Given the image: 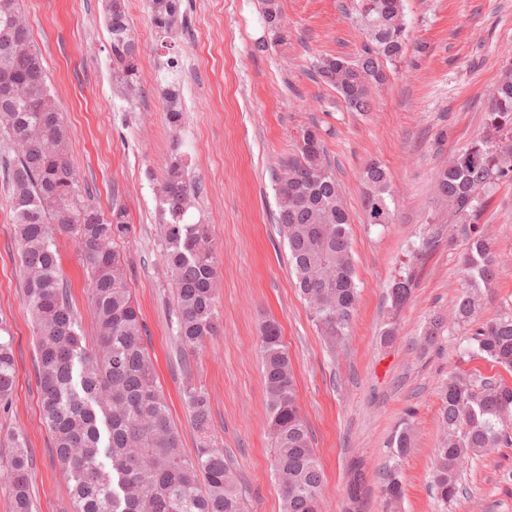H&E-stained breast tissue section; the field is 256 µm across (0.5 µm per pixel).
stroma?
<instances>
[{"mask_svg":"<svg viewBox=\"0 0 512 512\" xmlns=\"http://www.w3.org/2000/svg\"><path fill=\"white\" fill-rule=\"evenodd\" d=\"M59 110L70 131L69 157L81 187L103 210L123 205L131 231L121 245L128 280L142 312L147 348L186 455L197 435L181 391L203 387L210 432L245 485L249 512H281L271 469L266 391L258 352L266 319L282 327L312 431L324 491L322 512H347L348 464L365 462L363 512H382L379 473L390 438L404 418L414 445L401 463L404 496L396 512H512V446L496 448L465 467V489L448 505L428 490L442 430L439 387L452 371L512 373L473 354L463 327L447 324L437 342L417 343L426 323L449 316L463 283V243L440 240L421 261L396 341L381 345L389 307L386 290L426 227L448 231V213L434 200L431 176L451 154L485 130L486 97L512 62V0H406L408 40L389 82L374 93V109L349 111L335 92L314 82L325 56L353 57L366 36L356 0H282L284 44L253 51L263 34L259 0H182L174 34L150 22L147 0H126L138 40L142 93L114 95L103 0H21ZM177 60L178 71L168 63ZM184 99L179 130H171L164 92ZM327 132L326 162L351 218L360 297L348 338L329 348L295 288L288 248L274 221L275 173L294 151L300 131ZM184 155L200 188L192 221L207 224L220 266L215 298L219 330L183 372L176 359L173 288L162 261L156 185L166 161ZM376 159L386 167L396 217L366 223L360 171ZM10 190L0 178V328L12 336L16 386L0 406V456L14 432L28 439L36 512H71L51 434L42 421L33 362L36 340L21 298ZM479 226L508 256L482 291L481 320L512 314V182L496 186ZM62 268L85 336H93L78 245L60 243Z\"/></svg>","mask_w":512,"mask_h":512,"instance_id":"1","label":"stroma"}]
</instances>
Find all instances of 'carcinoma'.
Returning a JSON list of instances; mask_svg holds the SVG:
<instances>
[{
    "label": "carcinoma",
    "instance_id": "obj_1",
    "mask_svg": "<svg viewBox=\"0 0 512 512\" xmlns=\"http://www.w3.org/2000/svg\"><path fill=\"white\" fill-rule=\"evenodd\" d=\"M155 28L172 33L182 21L181 0H149ZM265 35L253 45L264 53L284 40L281 0H260ZM367 44L355 57L326 56L314 66L317 80L331 87L352 112H370L372 91L389 81L390 66L403 58L407 24L404 0H358ZM104 24L112 54V88L126 100L141 90L139 48L125 0H105ZM0 76L11 93L0 96V138L7 152L0 173L11 188L22 300L36 333L35 373L43 421L71 486L74 512H246L237 473L209 435L208 394L188 381L184 398L200 438L195 457L180 451V435L145 345L146 332L129 286L118 241L129 232L125 208L105 216L83 192L68 158L69 133L58 112L40 52L30 38L19 0H0ZM172 129L182 120L178 93L166 92ZM326 131L302 129L296 151L280 165L275 224L288 244L295 287L319 333L334 345L349 334L358 306L350 218L336 177L327 168ZM368 223L393 222V191L386 169L375 160L361 172ZM437 202L448 209V245L466 243L465 284L453 307L457 324L469 331L472 350L512 371V314L482 322L481 290L500 271L493 244L478 228L493 188L512 181V64L487 96L486 131L456 151L432 176ZM198 185L180 154L167 161L157 185L164 241L163 258L176 297V337L195 353L217 330V260L207 225L190 222ZM82 246L96 326L95 347L83 345L81 321L61 270L58 240ZM431 231L410 248L406 268L387 287L392 316L380 342L396 340L397 313L410 300L417 262L431 250ZM445 326L433 317L424 330L432 345ZM259 351L267 393L272 471L282 491V512H319L323 473L298 402L297 380L280 325L261 324ZM12 340L0 337V404L15 386ZM443 435L435 449L429 488L446 505L461 493L465 463L494 448L512 445V384L450 373L441 387ZM414 438L405 420L391 442L380 477L387 508L403 497L400 460ZM12 455L0 477L12 512H34L25 437H12ZM363 473L353 466L351 512L362 506Z\"/></svg>",
    "mask_w": 512,
    "mask_h": 512
}]
</instances>
